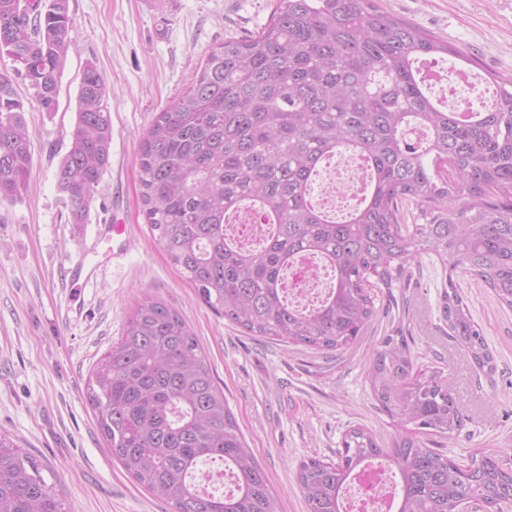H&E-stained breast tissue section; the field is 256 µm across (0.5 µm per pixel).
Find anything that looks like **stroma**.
Returning a JSON list of instances; mask_svg holds the SVG:
<instances>
[{"mask_svg": "<svg viewBox=\"0 0 512 512\" xmlns=\"http://www.w3.org/2000/svg\"><path fill=\"white\" fill-rule=\"evenodd\" d=\"M276 0H68L74 45L57 111L25 104L33 167L19 201L0 207V431L39 465L67 512H171L113 460L88 402V372L116 342L135 301L152 294L180 312L280 512H307L300 463L335 459L345 434L371 430L386 443L402 424L381 410L367 369L382 336L402 327L418 367L450 372L468 420L444 455L466 461L512 454V310L435 255L421 259L410 287L378 291L377 315L348 349L325 352L250 336L203 303L170 265L141 213L140 140L192 82L211 48L260 30ZM384 11L462 50L482 84L512 80V0H376ZM101 72L112 118L110 164L86 223L68 221L56 173L67 153L86 64ZM131 228L113 257L97 227ZM98 264L93 283H71L78 255ZM456 281L493 355L478 369L448 336L444 287Z\"/></svg>", "mask_w": 512, "mask_h": 512, "instance_id": "1", "label": "stroma"}]
</instances>
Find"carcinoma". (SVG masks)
Listing matches in <instances>:
<instances>
[{"label":"carcinoma","instance_id":"cac0c4a2","mask_svg":"<svg viewBox=\"0 0 512 512\" xmlns=\"http://www.w3.org/2000/svg\"><path fill=\"white\" fill-rule=\"evenodd\" d=\"M0 0V52L28 64L45 112L71 48L67 0ZM456 49L379 9L374 0H276L256 33L211 49L190 87L162 110L139 153L142 216L171 264L209 307L254 336L318 351L353 344L377 314L370 285H410L433 253L481 281L512 310V81L497 83L482 111L448 110L431 97L425 65ZM425 137L413 145L408 132ZM107 86L82 74L71 144L57 172L72 224L85 223L110 162ZM352 152L368 167L364 198L342 221L318 210L310 189L328 158ZM33 165L25 107L0 75V207L14 204ZM422 218L403 223L402 204ZM254 206L270 231L243 252L224 233L227 215ZM303 257L325 262L332 288L315 308L288 301L283 272ZM448 335L480 369L493 357L448 277ZM377 402L411 433L387 444L362 427L344 436L337 460L301 462L307 512H343L346 485L378 461L399 478L393 512H459L470 500L512 512V459L457 462L431 448L467 416L442 370L416 366L401 331L373 351ZM87 398L107 447L173 512H278L222 392L183 317L153 295L133 307L120 340L94 364ZM231 470L236 490L198 488L205 460ZM0 512H67L39 468L0 432Z\"/></svg>","mask_w":512,"mask_h":512}]
</instances>
